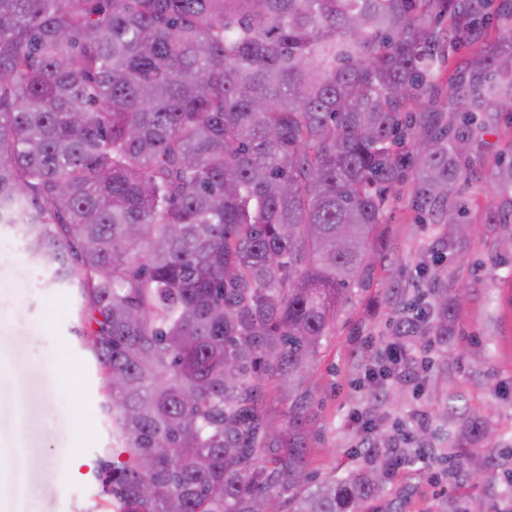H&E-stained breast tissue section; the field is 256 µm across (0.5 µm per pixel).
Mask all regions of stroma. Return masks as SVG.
<instances>
[{
    "instance_id": "35a3bbf8",
    "label": "stroma",
    "mask_w": 512,
    "mask_h": 512,
    "mask_svg": "<svg viewBox=\"0 0 512 512\" xmlns=\"http://www.w3.org/2000/svg\"><path fill=\"white\" fill-rule=\"evenodd\" d=\"M475 231L444 263L449 289L467 286L456 310V333L447 352L413 348L415 359L433 367L423 382H391L393 400L366 394L370 356L388 346L393 307L387 289L400 282L406 291L418 283V265L430 234L417 223L408 202L392 204L371 243V276L354 288L336 326L323 343L306 386L311 395L313 435L309 471L318 480L364 466L348 420L368 414L380 430L394 423L410 427L418 443L434 448L422 468L411 447L402 454L406 474L390 477L379 500L363 512H469L481 503L493 512L512 495V255L496 253L497 237L512 225L481 221L491 202L487 192L470 190ZM0 231V512H100L99 458L112 447V419L104 414L105 394L96 361L82 335L88 325L75 289L47 286V275ZM486 418L493 428L470 454L454 447L457 422L437 419L435 409L451 397ZM86 460L79 476L68 474L73 453ZM496 459L495 470L478 483L464 480L471 457Z\"/></svg>"
}]
</instances>
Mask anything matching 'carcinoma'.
Segmentation results:
<instances>
[{
	"label": "carcinoma",
	"instance_id": "obj_1",
	"mask_svg": "<svg viewBox=\"0 0 512 512\" xmlns=\"http://www.w3.org/2000/svg\"><path fill=\"white\" fill-rule=\"evenodd\" d=\"M512 117V0H0V224L75 287L112 438L113 512H361L368 464L310 482V377L409 189L435 228L425 306L448 352L468 235L463 145ZM481 158L512 224V157ZM491 433L463 418L455 443Z\"/></svg>",
	"mask_w": 512,
	"mask_h": 512
}]
</instances>
